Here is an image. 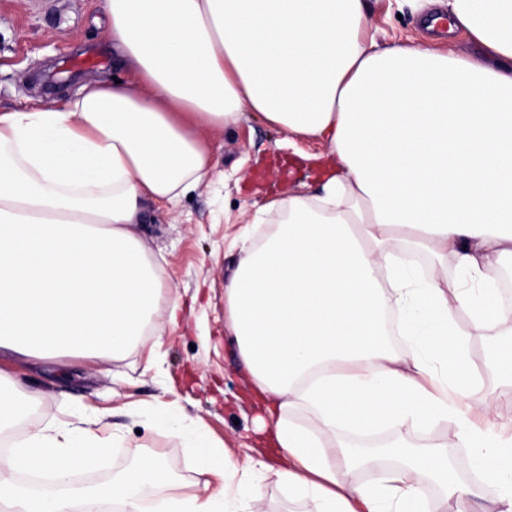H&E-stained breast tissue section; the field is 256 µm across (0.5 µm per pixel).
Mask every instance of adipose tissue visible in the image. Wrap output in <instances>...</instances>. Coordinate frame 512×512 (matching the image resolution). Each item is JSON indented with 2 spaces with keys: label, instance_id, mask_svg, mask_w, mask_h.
Instances as JSON below:
<instances>
[{
  "label": "adipose tissue",
  "instance_id": "obj_1",
  "mask_svg": "<svg viewBox=\"0 0 512 512\" xmlns=\"http://www.w3.org/2000/svg\"><path fill=\"white\" fill-rule=\"evenodd\" d=\"M452 26L483 50L375 48L366 0H103L106 36L133 77L89 83L61 105L0 108V435L32 406L13 370L61 356L119 359L148 334L163 291L140 226L151 202L206 180L205 139L252 113L327 147L316 194L277 197L261 238L243 232L224 311L274 425L277 462L210 453L233 485L176 494L146 456L88 492L34 490L106 448L92 429L32 426L0 453V512H239L256 479L316 512H434L430 482L456 512H512V442L474 431L462 400L481 397L457 321L494 343L512 383V308L490 283L512 260V0H447ZM427 255L419 276L410 256ZM463 279H448L449 265ZM304 412L308 422L295 421ZM452 441L399 442L398 470L357 480L370 458L342 432L431 429ZM471 452L477 482L450 481L448 445ZM151 490V508L142 492Z\"/></svg>",
  "mask_w": 512,
  "mask_h": 512
}]
</instances>
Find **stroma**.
Here are the masks:
<instances>
[{
	"instance_id": "35a3bbf8",
	"label": "stroma",
	"mask_w": 512,
	"mask_h": 512,
	"mask_svg": "<svg viewBox=\"0 0 512 512\" xmlns=\"http://www.w3.org/2000/svg\"><path fill=\"white\" fill-rule=\"evenodd\" d=\"M431 9L428 0H369L368 33L382 47L434 40L473 57L463 30L436 40L421 28ZM106 27L101 0H0V106L56 105L84 84L126 78ZM209 150L211 176L177 205L151 207L141 228L147 258L163 263L165 283L180 300L177 322L168 323L166 309H159V332L122 359H82L74 370L61 359L54 382L42 372L23 375L37 394L34 424L72 425L87 409L105 411L112 446L77 480L112 479L154 453L181 492L214 494L220 479L188 461L192 440L204 436L214 450L241 461L263 438V412L247 398L249 380L224 315V282L236 235L272 194L316 191L311 167L324 147L287 138L251 116ZM467 349L482 395L496 401L494 413L474 412L475 426L511 430L512 392L488 367L490 345L471 336Z\"/></svg>"
}]
</instances>
